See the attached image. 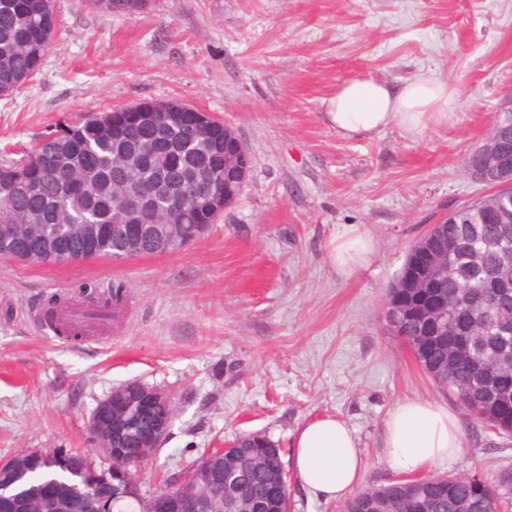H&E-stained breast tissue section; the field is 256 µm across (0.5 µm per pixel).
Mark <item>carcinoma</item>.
<instances>
[{
    "instance_id": "1",
    "label": "carcinoma",
    "mask_w": 512,
    "mask_h": 512,
    "mask_svg": "<svg viewBox=\"0 0 512 512\" xmlns=\"http://www.w3.org/2000/svg\"><path fill=\"white\" fill-rule=\"evenodd\" d=\"M110 15L143 12L148 0H89ZM54 0H0V93L11 94L39 72L54 42ZM174 101L133 110L94 112L59 126L17 160L0 163V222L42 224L48 237H66L70 224L99 225L96 256L118 260L127 240L112 232L125 197L146 195L144 220L183 248V236L213 220V210L189 203L203 187L224 196V126L208 119L201 136L182 141L176 127L147 122L145 112H179ZM188 203L170 211V198ZM426 243L448 264V279L429 288H391L392 331L421 369L479 422L512 434V288L498 286L512 259V219L504 222L486 199L457 206V217L438 224ZM40 238L21 234L0 256L29 261L43 256ZM86 310L104 315L125 299L117 282L86 283ZM224 457L246 464V498H268L266 512H290L287 472L277 445L265 435H247ZM86 455L72 452L56 472L63 486L80 483L94 495L84 470ZM512 512V470L489 481L480 474L426 475L396 479L353 494L343 512Z\"/></svg>"
}]
</instances>
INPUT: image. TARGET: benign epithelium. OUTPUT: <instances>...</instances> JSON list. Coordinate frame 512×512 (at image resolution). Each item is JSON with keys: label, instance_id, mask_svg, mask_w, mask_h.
I'll list each match as a JSON object with an SVG mask.
<instances>
[{"label": "benign epithelium", "instance_id": "benign-epithelium-1", "mask_svg": "<svg viewBox=\"0 0 512 512\" xmlns=\"http://www.w3.org/2000/svg\"><path fill=\"white\" fill-rule=\"evenodd\" d=\"M512 112V95L507 96L499 109L491 130L484 142L475 150L480 162L467 166L470 175L491 188V196L498 199L501 208L512 201V155L505 140L496 134L502 116ZM251 170L250 153L235 130L224 125V198L220 199L203 190L199 201L211 206L216 213L230 208L238 199ZM118 230H128V249L131 256L139 253L143 236L149 228L139 224H116ZM421 278L443 280L448 278V266L429 256L420 267ZM171 401L164 390L131 382L112 390L95 407L88 422V430L95 445V452L102 465V477L106 481V493L95 500L77 502V499H59L53 491L54 479H46L40 489L22 487L19 478L31 470L45 474L53 471V451H27L0 462V469L13 472L14 480L0 484V512H73L81 506L89 512H111V502L140 494L136 475L131 470L134 463L145 462L157 455L170 431V421L154 417V408ZM135 434L138 448L129 456L122 448L112 447V439ZM224 476L228 498L224 500V512H237L239 499L235 497L238 487L249 473L235 467L220 470L210 455H205L191 471L172 480L161 492H156L147 502L160 512H214L213 500L196 493L195 482L200 478L214 480Z\"/></svg>", "mask_w": 512, "mask_h": 512}]
</instances>
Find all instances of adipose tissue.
<instances>
[{
    "label": "adipose tissue",
    "instance_id": "adipose-tissue-1",
    "mask_svg": "<svg viewBox=\"0 0 512 512\" xmlns=\"http://www.w3.org/2000/svg\"><path fill=\"white\" fill-rule=\"evenodd\" d=\"M453 92L446 80L420 75L400 86L372 78L339 84L327 101V116L351 138L387 127L414 136L448 119ZM337 275L348 277L374 259L377 243L366 225L342 224L328 243ZM463 447L459 421L446 406L420 398L398 402L384 426L383 458L393 471L412 475L447 462ZM293 466L300 487L312 497L346 498L358 485L364 458L354 430L341 417L325 415L303 425L293 443Z\"/></svg>",
    "mask_w": 512,
    "mask_h": 512
}]
</instances>
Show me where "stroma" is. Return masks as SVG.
I'll list each match as a JSON object with an SVG mask.
<instances>
[{"label": "stroma", "instance_id": "obj_1", "mask_svg": "<svg viewBox=\"0 0 512 512\" xmlns=\"http://www.w3.org/2000/svg\"><path fill=\"white\" fill-rule=\"evenodd\" d=\"M56 10L40 74L0 96V160L83 113L177 100L231 125L252 164L237 202L185 249L70 264L0 258V460L91 452L98 401L137 380L176 406L139 473L149 494L202 449L242 435H266L290 462L297 431L326 414L356 431L362 487L386 484L384 425L406 398L459 420L464 447L437 474L492 480L512 468V436L442 392L384 317L428 218L490 192L464 161L512 92V0H152L119 16L56 0ZM422 73L455 95L447 122L420 135L350 138L326 116L346 80L399 85ZM340 224L367 225L378 243L348 279L327 258ZM92 281L127 287L105 330L67 337L38 323L50 295L78 306Z\"/></svg>", "mask_w": 512, "mask_h": 512}]
</instances>
